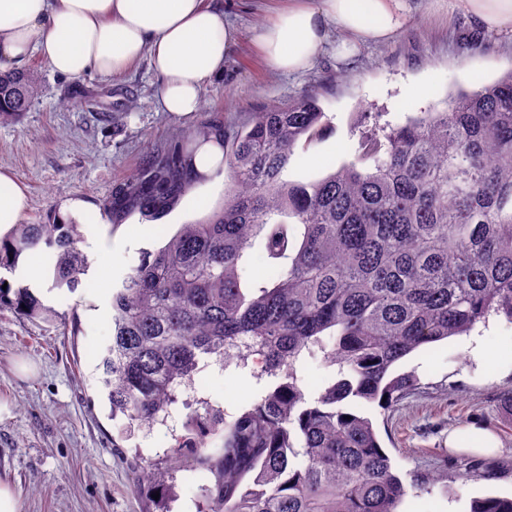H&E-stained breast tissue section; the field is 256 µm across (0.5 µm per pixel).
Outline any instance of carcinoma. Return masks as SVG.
<instances>
[{"mask_svg": "<svg viewBox=\"0 0 512 512\" xmlns=\"http://www.w3.org/2000/svg\"><path fill=\"white\" fill-rule=\"evenodd\" d=\"M38 92L31 72L0 70V121L19 120ZM323 117L314 94L235 131L210 114L148 152L102 203L113 226L159 220L205 179L198 148L224 151V205L142 253L112 292L99 364L112 419L166 423L212 366L267 381L234 413L197 399L204 412L186 417L185 434L135 464L143 512H172L175 458L206 475V512H397L408 487L352 404L391 408L416 383L393 373L408 354L491 313L512 322V70L361 136L355 159L321 179L283 180ZM83 239L58 214L15 224L0 238V271L16 274L37 252L51 288L74 293L87 287ZM256 246L272 274L248 270ZM4 307L48 312L30 285L0 276ZM316 358L327 377L311 393L301 370ZM470 512H512V498L475 500Z\"/></svg>", "mask_w": 512, "mask_h": 512, "instance_id": "carcinoma-1", "label": "carcinoma"}]
</instances>
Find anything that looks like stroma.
Listing matches in <instances>:
<instances>
[{"label":"stroma","instance_id":"35a3bbf8","mask_svg":"<svg viewBox=\"0 0 512 512\" xmlns=\"http://www.w3.org/2000/svg\"><path fill=\"white\" fill-rule=\"evenodd\" d=\"M238 41L222 76L202 90V107L176 119L158 111V79L146 63L119 82L95 74L63 78L37 57L23 67L40 95L21 121L0 123V171L25 190L23 223L60 213L84 224L81 245L89 260L86 288L69 294L40 279L35 293L55 318L30 319L0 309V482L16 493L20 512H141L131 490L135 453L150 457L182 432L185 407L173 426L122 436L100 382V354L112 339L111 296L142 251L161 247L180 225L203 221L224 202V172H213L163 218L131 216L111 225L102 200L113 184L171 135L195 127L206 113L242 126L252 113L316 92L325 130L296 156L284 180L320 179L355 157L361 132L402 123L441 105L456 86L490 82L512 70V45L470 37L448 14V0H407L408 19L390 42L341 55L328 37L306 73L280 74L264 66L254 33L288 0H222ZM317 164H310V157ZM483 346L488 359L472 350ZM398 372H414L417 385L390 410L363 404L396 473L419 483L399 512H470L473 500L512 497V412L501 398L512 390V324L492 315L469 333L406 357ZM249 373L210 369L198 396L233 412L251 392ZM474 426L499 446L490 454L455 451L448 433Z\"/></svg>","mask_w":512,"mask_h":512}]
</instances>
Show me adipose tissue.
<instances>
[{
    "label": "adipose tissue",
    "mask_w": 512,
    "mask_h": 512,
    "mask_svg": "<svg viewBox=\"0 0 512 512\" xmlns=\"http://www.w3.org/2000/svg\"><path fill=\"white\" fill-rule=\"evenodd\" d=\"M475 35L512 38V0H451ZM404 0H295L256 40L265 65L297 74L312 67L329 30L343 50L392 40L406 21ZM236 29L218 0H0V58L40 56L54 73L121 77L147 60L159 78V106L174 118L199 111L201 91L224 72ZM27 197L0 172V237L20 223Z\"/></svg>",
    "instance_id": "obj_1"
}]
</instances>
